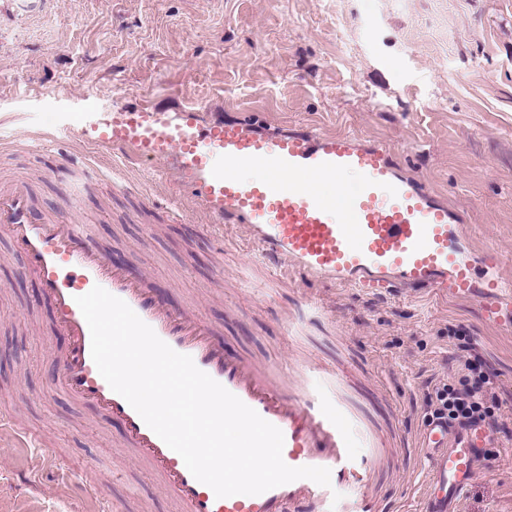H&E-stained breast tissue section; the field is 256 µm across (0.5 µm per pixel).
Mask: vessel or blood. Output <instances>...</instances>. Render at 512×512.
Segmentation results:
<instances>
[{
  "mask_svg": "<svg viewBox=\"0 0 512 512\" xmlns=\"http://www.w3.org/2000/svg\"><path fill=\"white\" fill-rule=\"evenodd\" d=\"M107 140L146 159H165L196 191L210 223L245 227L260 257L305 279H329L363 291L426 288L437 297L475 302L486 322L512 332V283L496 272L497 258L472 248L464 215L419 177L407 173L390 148L352 133L288 135L228 120L195 131L165 125L150 109L137 117L116 112ZM262 170L245 182L240 169ZM354 176L343 185V176ZM0 232L24 252L54 303L58 329L70 343L59 355L53 387L124 427L131 457L158 478L180 512H394L372 488L374 430L348 403L347 368L316 388L284 385L275 372L244 355L228 356L203 316L174 307L147 276L111 264L89 242L84 225L36 220L28 188H0ZM122 299L157 336L252 408L284 436L282 457L292 467L328 468L324 487L298 479L259 495L216 497L196 480L139 414L100 375L91 332L76 303L94 286ZM484 427L454 433L433 423L420 429L419 459L428 479L415 512H453L479 469H493ZM361 445L365 455L352 448Z\"/></svg>",
  "mask_w": 512,
  "mask_h": 512,
  "instance_id": "1",
  "label": "vessel or blood"
}]
</instances>
